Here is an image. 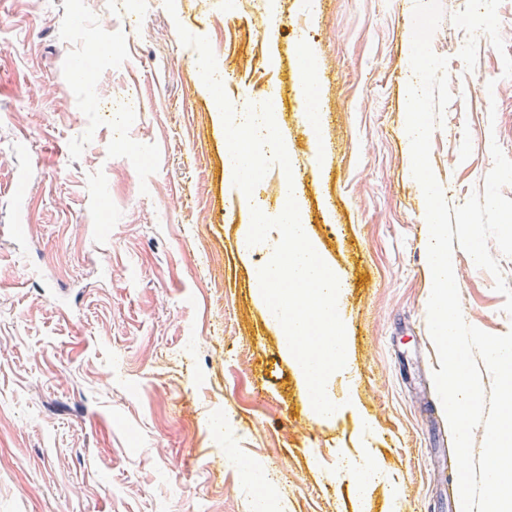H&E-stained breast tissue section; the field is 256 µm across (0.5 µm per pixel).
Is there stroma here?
Segmentation results:
<instances>
[{
  "label": "stroma",
  "mask_w": 512,
  "mask_h": 512,
  "mask_svg": "<svg viewBox=\"0 0 512 512\" xmlns=\"http://www.w3.org/2000/svg\"><path fill=\"white\" fill-rule=\"evenodd\" d=\"M440 2L453 99L430 163L457 207L483 191L491 143L512 158V0ZM415 3L0 0V226L20 227L0 239V512H255L243 459L277 471L282 512H461L438 466L453 443L406 137ZM181 27L235 72L232 104L277 102L307 230L346 284L330 419L255 300L266 256L243 247L251 215ZM480 27L496 41L472 42ZM79 57L98 101L69 78ZM453 262L466 322L511 332L493 275L459 248ZM363 451L397 497L337 478Z\"/></svg>",
  "instance_id": "35a3bbf8"
}]
</instances>
